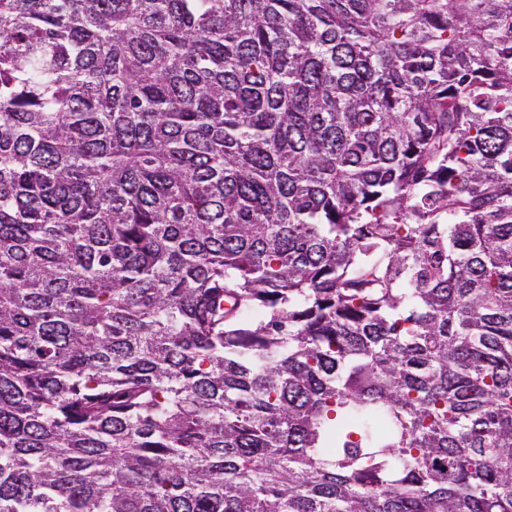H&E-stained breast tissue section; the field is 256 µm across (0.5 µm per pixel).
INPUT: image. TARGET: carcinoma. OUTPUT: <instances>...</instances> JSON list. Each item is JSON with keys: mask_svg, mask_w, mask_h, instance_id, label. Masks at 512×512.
<instances>
[{"mask_svg": "<svg viewBox=\"0 0 512 512\" xmlns=\"http://www.w3.org/2000/svg\"><path fill=\"white\" fill-rule=\"evenodd\" d=\"M0 512H512V0H0Z\"/></svg>", "mask_w": 512, "mask_h": 512, "instance_id": "carcinoma-1", "label": "carcinoma"}]
</instances>
